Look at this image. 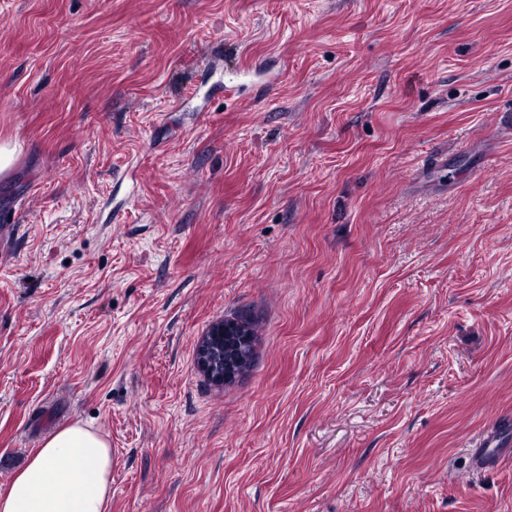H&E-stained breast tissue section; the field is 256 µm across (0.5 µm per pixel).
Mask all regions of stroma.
<instances>
[{
    "mask_svg": "<svg viewBox=\"0 0 512 512\" xmlns=\"http://www.w3.org/2000/svg\"><path fill=\"white\" fill-rule=\"evenodd\" d=\"M5 138L0 489L79 420L110 512H512V0H0ZM242 323L251 333L254 345L255 330L252 322L247 316L239 315L227 318L224 322L213 325L206 336H203L196 348V361L199 370L204 376L215 385H224L235 379L236 369L225 361L224 365V338L227 340L231 336H235V349L241 347L250 348L252 339L242 328L236 327L234 324L224 323ZM497 440L496 431H490L483 440L477 444L480 448L475 453L474 463L475 468L479 470L491 469L496 467L503 457L502 454H498L497 448L491 447L492 444Z\"/></svg>",
    "mask_w": 512,
    "mask_h": 512,
    "instance_id": "obj_1",
    "label": "stroma"
}]
</instances>
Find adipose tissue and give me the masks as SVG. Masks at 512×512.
<instances>
[{
  "mask_svg": "<svg viewBox=\"0 0 512 512\" xmlns=\"http://www.w3.org/2000/svg\"><path fill=\"white\" fill-rule=\"evenodd\" d=\"M112 466L106 436L71 423L45 438L0 491V512H109Z\"/></svg>",
  "mask_w": 512,
  "mask_h": 512,
  "instance_id": "ef3b65f1",
  "label": "adipose tissue"
}]
</instances>
